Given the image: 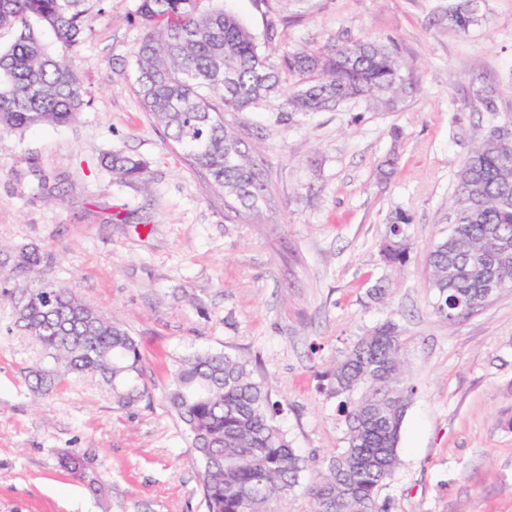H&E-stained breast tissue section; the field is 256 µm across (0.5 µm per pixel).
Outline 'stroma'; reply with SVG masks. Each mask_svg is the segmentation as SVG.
Here are the masks:
<instances>
[{
  "label": "stroma",
  "mask_w": 512,
  "mask_h": 512,
  "mask_svg": "<svg viewBox=\"0 0 512 512\" xmlns=\"http://www.w3.org/2000/svg\"><path fill=\"white\" fill-rule=\"evenodd\" d=\"M453 2L223 0L281 50L362 36L395 46L413 83L392 110L360 102L286 125L264 107L244 113L238 132L264 135L272 199L238 222L133 89L138 0H105L74 53L86 91L77 120L0 137V243L53 258L25 278L0 263V287L66 283L114 315L140 346L151 399L120 409L81 376L35 401L24 376L45 353L0 299V512H206L165 398L174 361L193 349L227 353L266 381L299 453L336 454L346 427L323 374L386 321L417 393L382 500L391 512H512V289L449 321L434 311L426 263L471 145L492 118H512V0H477L480 20L464 34L448 28ZM486 84L503 90L493 115L476 97ZM110 153L145 161L149 186L116 178L102 162ZM398 209L412 218V250L396 275L379 245ZM379 281L388 295L377 302L368 291ZM63 448L92 456L104 495L60 467Z\"/></svg>",
  "instance_id": "stroma-1"
}]
</instances>
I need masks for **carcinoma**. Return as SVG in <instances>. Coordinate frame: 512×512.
Wrapping results in <instances>:
<instances>
[{
    "label": "carcinoma",
    "mask_w": 512,
    "mask_h": 512,
    "mask_svg": "<svg viewBox=\"0 0 512 512\" xmlns=\"http://www.w3.org/2000/svg\"><path fill=\"white\" fill-rule=\"evenodd\" d=\"M105 0H0V29L15 32L0 48V136L45 124H69L85 105L71 56ZM144 35L134 51L133 88L170 145L183 151L235 216L260 212L269 201L266 159L224 116L277 101L275 120L334 112L352 101L395 108L409 78L397 53L369 39L280 51L258 42L233 13L199 10V0H139ZM478 21L473 0H457L448 27L465 33ZM54 35L45 43L40 29ZM501 90H480L484 111L496 115ZM499 123L470 149L457 177L448 235L427 253L435 310L451 320L486 302L495 273L512 288V140L499 139ZM107 165L130 182L150 183L147 164L121 154ZM403 210L389 217L381 261L394 272L410 259ZM15 267L33 270L51 257L21 249ZM14 306L17 324L41 345L52 366L34 374L33 392L46 396L67 376L95 375L115 404L132 408L151 399L135 339L114 318L85 304L63 285L29 290ZM397 327L386 322L359 337L326 372L339 398L346 448L319 461L288 444L274 425L280 411L246 363L223 352L191 351L176 361L167 401L186 426L200 461L206 512H274L272 504L315 471L310 512H388L380 494L399 464V435L414 385L403 377ZM59 465L101 492L89 476L90 460L62 451Z\"/></svg>",
    "instance_id": "cac0c4a2"
}]
</instances>
